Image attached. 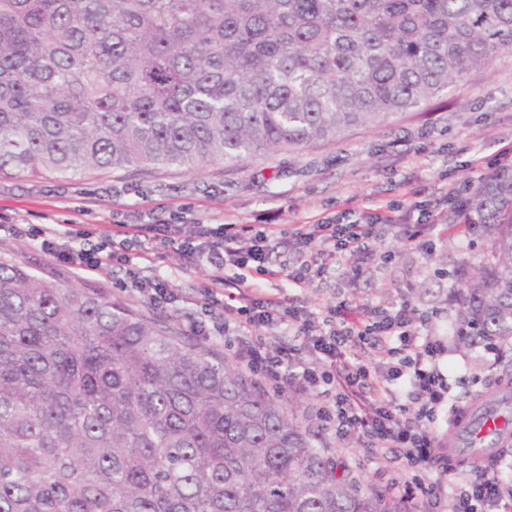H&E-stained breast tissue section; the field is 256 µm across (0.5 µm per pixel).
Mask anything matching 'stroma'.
<instances>
[{"instance_id":"stroma-1","label":"stroma","mask_w":512,"mask_h":512,"mask_svg":"<svg viewBox=\"0 0 512 512\" xmlns=\"http://www.w3.org/2000/svg\"><path fill=\"white\" fill-rule=\"evenodd\" d=\"M512 149V56L469 72L452 93L433 99L416 112L388 123L359 127L333 141L300 150L283 149L256 155L230 167L214 163L195 172H147L137 167L69 179L52 175L0 180V259L27 267L35 274L73 288L86 287L120 301L133 311L170 326L186 342L211 350L230 366H238L237 329L212 340L197 336L202 314L197 303L208 284L205 270L186 266L169 248L146 240V257L133 267L166 278L179 301L154 306L136 290H122L125 271L78 280L69 269L45 256L36 245L15 237L10 228L26 224L63 230L73 222L86 224L94 236L111 234L116 222L153 224L176 217L184 224H311L334 214L356 220L367 207L420 201L434 212L441 235L432 251L400 244L394 229L378 232L396 252L393 263L365 265L360 277L330 270L306 288L275 279L267 292L286 291L297 307L322 318L327 304L346 299L358 304L388 305L408 298L418 309L432 312L426 332L441 340L440 359L452 393L463 403L497 389V378L512 371V349L458 345L456 293L468 282L463 270L482 254L487 241L465 224L449 223L455 206L448 191L465 180H479L496 169L495 161ZM83 213H76L73 202ZM313 430L327 455L344 461L359 484L379 492L399 478L393 455H372L355 437L345 439L322 430L316 397L288 386L276 396Z\"/></svg>"}]
</instances>
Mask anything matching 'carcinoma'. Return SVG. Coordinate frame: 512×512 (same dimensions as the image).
I'll return each instance as SVG.
<instances>
[{"label":"carcinoma","instance_id":"carcinoma-1","mask_svg":"<svg viewBox=\"0 0 512 512\" xmlns=\"http://www.w3.org/2000/svg\"><path fill=\"white\" fill-rule=\"evenodd\" d=\"M512 55V0H0V179L234 166L414 112ZM466 347L512 341V168ZM0 512H397L241 369L0 261Z\"/></svg>","mask_w":512,"mask_h":512}]
</instances>
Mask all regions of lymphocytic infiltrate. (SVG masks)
I'll list each match as a JSON object with an SVG mask.
<instances>
[{"mask_svg":"<svg viewBox=\"0 0 512 512\" xmlns=\"http://www.w3.org/2000/svg\"><path fill=\"white\" fill-rule=\"evenodd\" d=\"M410 213V207L391 204L363 222L296 225L288 235L298 246L291 265L274 259L285 236L274 224L253 231L242 224H198L187 232L182 225L160 222L145 230H120L93 244L83 229L35 233L16 224L12 231L35 239L44 254L81 279L129 265L132 252L142 250L146 231L187 265L204 267L210 282L201 292V307L221 313L222 322L214 326L217 335L232 327L244 332L239 361L275 388L296 385L322 394L318 414L324 430L336 437L357 436L376 454L401 449L403 474L389 492L406 512H432L451 479L437 453L441 433L436 420L440 412L455 413L459 407L438 365L444 345L420 333L426 317L405 299L391 306L342 300L330 307L331 320L321 331L287 295L255 290L256 283L281 276L299 288L312 285L330 265L354 256L370 263L380 249L381 225L401 229L405 245L432 249L440 236L434 214L413 224ZM282 324L301 336L315 364L304 363L297 349L273 346L263 336V329ZM454 512H512V483L498 473L465 483Z\"/></svg>","mask_w":512,"mask_h":512,"instance_id":"1","label":"lymphocytic infiltrate"}]
</instances>
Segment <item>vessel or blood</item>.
<instances>
[{
	"instance_id": "1",
	"label": "vessel or blood",
	"mask_w": 512,
	"mask_h": 512,
	"mask_svg": "<svg viewBox=\"0 0 512 512\" xmlns=\"http://www.w3.org/2000/svg\"><path fill=\"white\" fill-rule=\"evenodd\" d=\"M503 406V398L490 397L459 415L448 429L449 455L460 458L492 455L490 443L503 428Z\"/></svg>"
}]
</instances>
